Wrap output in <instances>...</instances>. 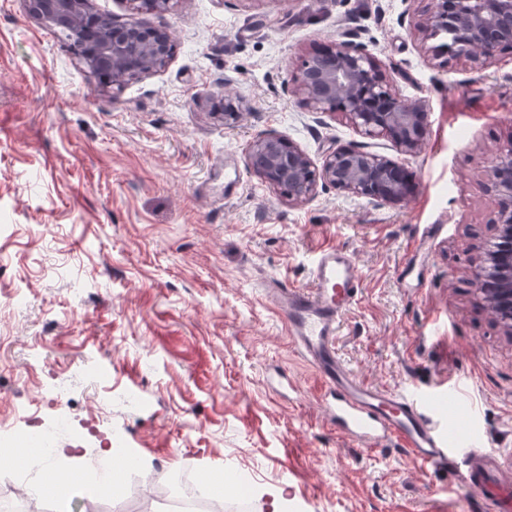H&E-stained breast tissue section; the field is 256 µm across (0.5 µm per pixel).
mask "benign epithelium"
Masks as SVG:
<instances>
[{"mask_svg":"<svg viewBox=\"0 0 512 512\" xmlns=\"http://www.w3.org/2000/svg\"><path fill=\"white\" fill-rule=\"evenodd\" d=\"M138 12H162L171 0H130ZM28 14L53 27L85 24L88 17L102 22L91 0H26ZM422 49L439 39L437 54L468 61L476 70L492 65L499 53L512 51V0H430L415 22ZM91 50L76 43L75 53L86 65L110 69L112 85L160 68L168 61L171 35L166 30L146 29L130 20L112 27L106 38L88 28ZM315 55L303 60L294 77L295 91L310 112L341 114L362 134L383 136L403 153L420 150L427 134V105L408 104L388 78L383 63L350 40H338L325 48L320 62ZM248 168L277 186L283 179L293 183L288 202L312 198L319 184H330L351 195L376 202H399L411 192L403 165L392 158L355 148L328 153L316 167L297 144L277 135L253 142ZM488 189L498 200L495 232L476 247L471 282L479 300L494 307L503 335L512 342V140L490 154L484 170Z\"/></svg>","mask_w":512,"mask_h":512,"instance_id":"benign-epithelium-1","label":"benign epithelium"}]
</instances>
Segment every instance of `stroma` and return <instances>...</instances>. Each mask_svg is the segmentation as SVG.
<instances>
[{
    "mask_svg": "<svg viewBox=\"0 0 512 512\" xmlns=\"http://www.w3.org/2000/svg\"><path fill=\"white\" fill-rule=\"evenodd\" d=\"M427 0H171L118 21L166 26L167 63L102 85L23 0H0V426L54 390L76 424L60 463L135 453L112 494L71 481L39 512H164L178 479L223 473L224 512H474L470 493L383 442L337 433L298 357L269 278L306 287L317 253L356 261L361 290L337 350L368 383L419 398L450 441L494 451L512 476V341L469 282L493 233L483 169L512 137V53L479 72L421 51ZM350 40L376 56L401 97L428 105L416 153L310 112L293 79L313 48ZM275 134L314 163L341 147L399 160L409 197L375 202L330 185L288 203L247 166ZM439 225L423 237L425 225Z\"/></svg>",
    "mask_w": 512,
    "mask_h": 512,
    "instance_id": "obj_1",
    "label": "stroma"
}]
</instances>
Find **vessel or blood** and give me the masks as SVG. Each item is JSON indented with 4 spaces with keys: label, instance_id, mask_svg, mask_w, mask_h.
<instances>
[{
    "label": "vessel or blood",
    "instance_id": "b4317fda",
    "mask_svg": "<svg viewBox=\"0 0 512 512\" xmlns=\"http://www.w3.org/2000/svg\"><path fill=\"white\" fill-rule=\"evenodd\" d=\"M358 291L353 257L335 247L320 251L310 287L275 279L266 289L288 321L294 346L314 369L337 431L370 446L392 441L420 470L447 475L470 490L479 512H512V479L494 474L490 451L450 447L445 426L428 417L421 404L366 383L341 359L337 328Z\"/></svg>",
    "mask_w": 512,
    "mask_h": 512
}]
</instances>
